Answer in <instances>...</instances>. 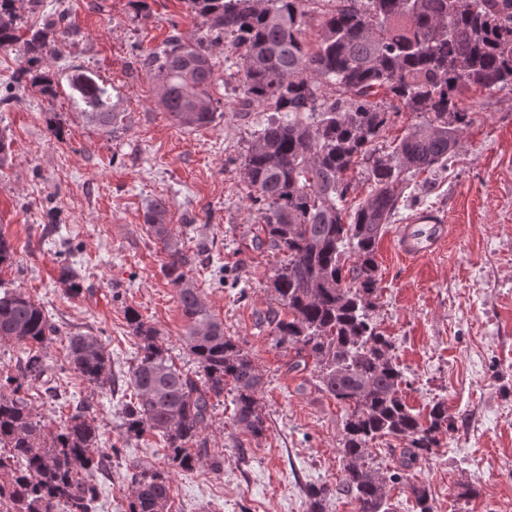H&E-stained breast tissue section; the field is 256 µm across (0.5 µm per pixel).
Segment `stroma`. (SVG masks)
Instances as JSON below:
<instances>
[{
	"label": "stroma",
	"mask_w": 512,
	"mask_h": 512,
	"mask_svg": "<svg viewBox=\"0 0 512 512\" xmlns=\"http://www.w3.org/2000/svg\"><path fill=\"white\" fill-rule=\"evenodd\" d=\"M44 14L65 13L74 35L59 41L46 71L91 69L112 86L120 120L112 132L89 122L69 100L18 84L25 61L0 51V132L11 153L0 167V232L15 248L0 284L40 303L61 337L48 349L55 399L27 390L38 419L64 422L87 401L111 448L94 512H122L134 463L168 471L172 512H306L308 485L327 487L326 512H357L340 493L338 452L348 414L317 388L318 372H296L294 350L270 337L279 304L269 279L282 259L259 239L260 214L249 200L242 160L265 113L236 109L224 44L213 96L220 112L197 129L177 126L159 104L160 90L142 59L172 29L198 32L184 0H44ZM471 122L447 168L417 175L419 203L405 202L380 237V291L369 312L388 336L407 383L406 404L428 417L448 406L452 429L405 482L387 485L394 512H417L406 484L426 486L433 512H512V91L474 90L464 99ZM170 205V226L196 258L191 272L225 335L251 353L263 377L258 392L266 431L251 437L232 424V392L215 398L203 436L207 455L193 469L171 466L158 438L121 434L123 382L136 346L124 311L158 328L178 365L188 366L184 323L161 271L166 255L148 231L155 198ZM436 212L449 228L422 257L398 248L404 224ZM102 338L117 377L97 390L71 369L66 335ZM221 459V471L210 462Z\"/></svg>",
	"instance_id": "35a3bbf8"
}]
</instances>
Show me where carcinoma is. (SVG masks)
I'll list each match as a JSON object with an SVG mask.
<instances>
[{
	"mask_svg": "<svg viewBox=\"0 0 512 512\" xmlns=\"http://www.w3.org/2000/svg\"><path fill=\"white\" fill-rule=\"evenodd\" d=\"M327 2L316 47L305 39L309 6ZM0 0V51H17L26 66L17 81L56 96L61 79L83 115L106 131L119 113L92 70L34 74L55 44L73 33L62 15L19 35L16 3ZM201 19L192 40L172 33L143 65L160 83V104L184 129L215 120L216 62L212 46L229 39L239 89L238 111L269 113L242 163L250 200L262 214L261 232L287 259L269 279L281 312L270 321L275 344L295 350L290 368L319 369L318 387L350 410L341 442L340 491L358 512H392L387 480L365 463L378 438L405 443V467L441 447L448 410L437 402L425 423L402 397L403 373L392 343L369 320L380 287L376 248L383 225L396 215L412 177L448 162L470 122L463 92L512 91V0H184ZM384 89L419 121L384 159L373 146L390 112L373 101ZM368 164L372 189L354 210L344 205L349 172ZM149 231L162 244L163 272L185 319L184 342L194 373L178 366L160 330L134 310L127 323L137 355L126 383L123 435L161 437L171 466L193 468L204 453L200 437L211 399L234 391V424L265 432L257 393L262 384L250 352L224 335L208 310L169 224L163 198L147 207ZM356 265L346 269V254ZM59 329L43 307L19 288L0 291V343L18 346L17 373L0 371V503L7 512H92L97 486L84 473L109 462L92 408L78 403L59 430L36 419L22 392L49 386L46 350ZM72 370L89 385H112V357L99 337H67ZM125 512H171L169 475L136 464ZM419 512H433L427 488L407 483ZM307 512H325L327 489L306 490Z\"/></svg>",
	"mask_w": 512,
	"mask_h": 512,
	"instance_id": "carcinoma-1",
	"label": "carcinoma"
}]
</instances>
